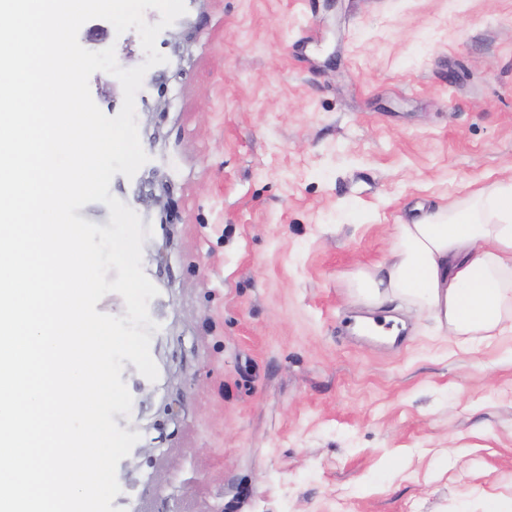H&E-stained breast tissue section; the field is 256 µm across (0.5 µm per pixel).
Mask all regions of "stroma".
<instances>
[{"label":"stroma","instance_id":"35a3bbf8","mask_svg":"<svg viewBox=\"0 0 512 512\" xmlns=\"http://www.w3.org/2000/svg\"><path fill=\"white\" fill-rule=\"evenodd\" d=\"M111 193L152 228L120 512H512V335L354 331L417 205L512 179V0H187ZM126 69L139 35L78 33Z\"/></svg>","mask_w":512,"mask_h":512}]
</instances>
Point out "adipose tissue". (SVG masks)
Masks as SVG:
<instances>
[{"label": "adipose tissue", "instance_id": "obj_1", "mask_svg": "<svg viewBox=\"0 0 512 512\" xmlns=\"http://www.w3.org/2000/svg\"><path fill=\"white\" fill-rule=\"evenodd\" d=\"M351 286L367 305L428 312L450 336L512 334V180L397 225L389 257Z\"/></svg>", "mask_w": 512, "mask_h": 512}]
</instances>
